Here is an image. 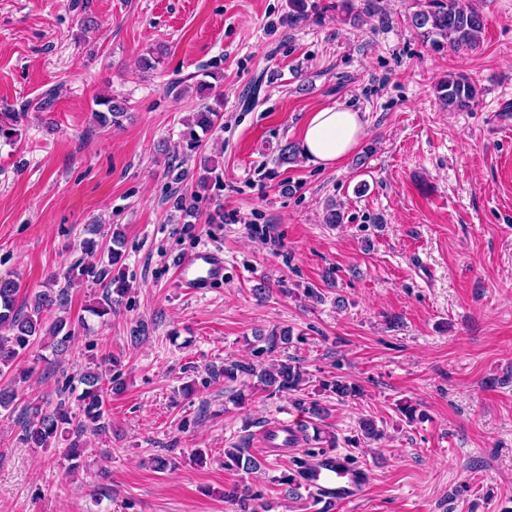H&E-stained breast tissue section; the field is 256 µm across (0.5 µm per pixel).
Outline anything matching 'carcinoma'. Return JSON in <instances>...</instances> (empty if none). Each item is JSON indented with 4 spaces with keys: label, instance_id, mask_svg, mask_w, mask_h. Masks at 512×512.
<instances>
[{
    "label": "carcinoma",
    "instance_id": "cac0c4a2",
    "mask_svg": "<svg viewBox=\"0 0 512 512\" xmlns=\"http://www.w3.org/2000/svg\"><path fill=\"white\" fill-rule=\"evenodd\" d=\"M411 25L435 50L446 44L456 50L472 49L479 43L485 28L483 15L464 5L462 0H419V9L412 15ZM436 93L444 107L466 111L475 102L478 89L467 78L450 75L437 83ZM100 104L106 110L93 112V118L102 126L117 122L118 117L125 112L124 103L115 98L102 100ZM20 116L19 112L0 113V140L8 143L17 141L18 129L15 128V122ZM220 117L219 110L207 105L196 113L194 126L185 134L188 150L199 149V132L211 130ZM108 275L107 268L97 271L77 261L71 267L67 284L57 289L56 281L49 280L48 288L34 296L27 310L15 307V283L7 281L0 284V328L7 331V335H0V377L13 373L17 360L24 358L35 347H50L57 356L67 351L68 343L74 336L72 327L75 323L67 311L68 292L74 283L90 277L92 283L103 285L101 298L89 307V312L99 318L111 314L112 304L127 293L129 285L123 278L110 279ZM104 363L106 367L103 370L90 368L80 373L79 382L84 388L78 395L82 416L78 423H73V416L66 410V400L62 398L51 410L38 403H27L26 423L21 437L23 443L33 448H49L52 440L69 432L72 424L76 425L78 435L87 427L94 432L104 431L107 427L104 393L109 390L119 392L124 387L120 377L112 376V356H105ZM221 374L226 382H235L242 375L256 379L252 384L242 383L243 389L234 395L238 405L244 403L247 395L257 391L266 393L269 398L300 391L307 381V373L288 355L271 367L261 369L251 363L226 361ZM321 388L335 394L342 401L360 395L357 385L339 377L322 382ZM244 454L243 448L224 449V466L246 470L260 467L257 460L246 458Z\"/></svg>",
    "mask_w": 512,
    "mask_h": 512
}]
</instances>
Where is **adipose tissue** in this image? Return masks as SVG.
Here are the masks:
<instances>
[{"instance_id": "obj_1", "label": "adipose tissue", "mask_w": 512, "mask_h": 512, "mask_svg": "<svg viewBox=\"0 0 512 512\" xmlns=\"http://www.w3.org/2000/svg\"><path fill=\"white\" fill-rule=\"evenodd\" d=\"M365 135L366 125L359 111L340 106L324 107L311 113L300 149L309 163L328 167L356 150Z\"/></svg>"}]
</instances>
